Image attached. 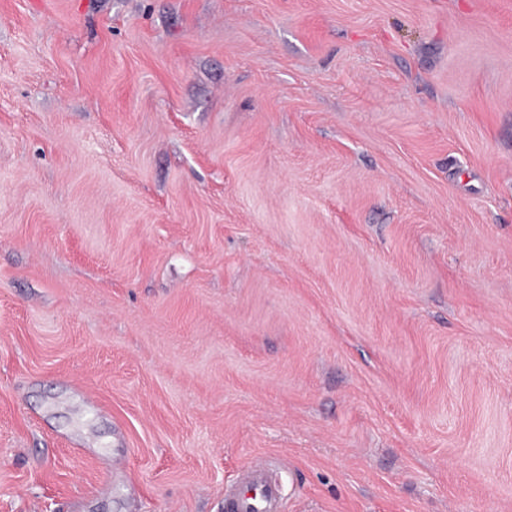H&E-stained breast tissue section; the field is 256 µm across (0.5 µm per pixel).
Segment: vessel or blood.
I'll return each mask as SVG.
<instances>
[{"instance_id": "b4317fda", "label": "vessel or blood", "mask_w": 512, "mask_h": 512, "mask_svg": "<svg viewBox=\"0 0 512 512\" xmlns=\"http://www.w3.org/2000/svg\"><path fill=\"white\" fill-rule=\"evenodd\" d=\"M274 463L262 461L243 470L224 489L226 512H282L283 486Z\"/></svg>"}]
</instances>
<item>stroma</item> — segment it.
<instances>
[{"label": "stroma", "instance_id": "1", "mask_svg": "<svg viewBox=\"0 0 512 512\" xmlns=\"http://www.w3.org/2000/svg\"><path fill=\"white\" fill-rule=\"evenodd\" d=\"M512 512V0H0V512ZM278 467L269 461L243 470L224 488L226 512H282L283 486L272 477Z\"/></svg>", "mask_w": 512, "mask_h": 512}]
</instances>
